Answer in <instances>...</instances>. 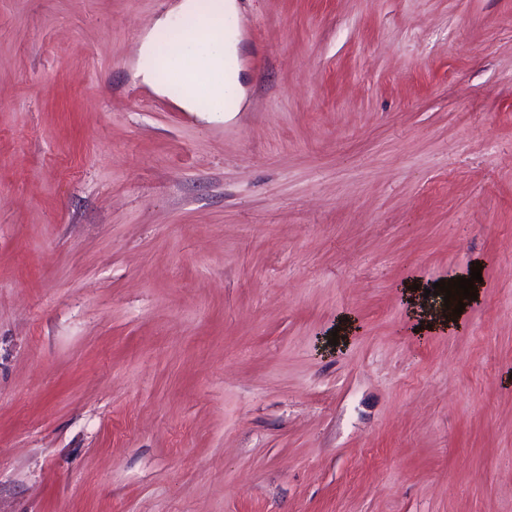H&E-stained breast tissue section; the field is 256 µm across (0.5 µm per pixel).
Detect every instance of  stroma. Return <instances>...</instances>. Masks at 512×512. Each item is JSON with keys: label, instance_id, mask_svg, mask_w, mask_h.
<instances>
[{"label": "stroma", "instance_id": "stroma-1", "mask_svg": "<svg viewBox=\"0 0 512 512\" xmlns=\"http://www.w3.org/2000/svg\"><path fill=\"white\" fill-rule=\"evenodd\" d=\"M236 2L0 0V512H512V0ZM195 30L191 37L180 43L179 54L192 60L201 73L213 78L208 86L212 106L197 111L192 86H187V94L181 105L195 112L238 111L244 98L237 65L239 32L236 27L225 30L224 4L216 12L198 17ZM227 99L234 104L231 110H224ZM168 61L161 56H155L153 43L147 37L143 43V61L142 68L145 78L150 79L155 83L156 74L160 68L167 66Z\"/></svg>", "mask_w": 512, "mask_h": 512}]
</instances>
